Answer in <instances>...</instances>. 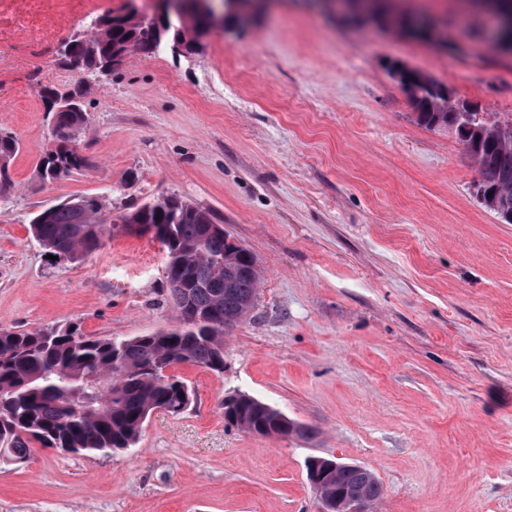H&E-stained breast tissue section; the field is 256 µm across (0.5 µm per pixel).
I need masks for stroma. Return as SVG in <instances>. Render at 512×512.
I'll return each instance as SVG.
<instances>
[{"instance_id":"stroma-1","label":"stroma","mask_w":512,"mask_h":512,"mask_svg":"<svg viewBox=\"0 0 512 512\" xmlns=\"http://www.w3.org/2000/svg\"><path fill=\"white\" fill-rule=\"evenodd\" d=\"M215 29L189 56L130 54L85 99L93 165L54 182L42 84L65 88L58 46L82 0H0V131L17 136L0 208V329L80 323L129 338L170 327L165 251L114 232L86 260L48 259L28 223L96 196L113 215L175 194L209 208L262 271L224 370L174 369L195 404L147 420L133 448L34 447L0 464V512H318L309 457L379 478L375 512H512V224L476 197L454 129H428L400 63L482 111L512 116V59L480 14L429 0L447 50L341 21L331 0ZM244 393L311 428L267 438L227 425Z\"/></svg>"}]
</instances>
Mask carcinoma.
I'll return each mask as SVG.
<instances>
[{
    "label": "carcinoma",
    "instance_id": "obj_1",
    "mask_svg": "<svg viewBox=\"0 0 512 512\" xmlns=\"http://www.w3.org/2000/svg\"><path fill=\"white\" fill-rule=\"evenodd\" d=\"M484 7L502 14L500 30L512 35V0H482ZM383 26L405 31L410 14L374 5ZM96 30L77 43L82 60L79 72L89 76L132 52L154 55L175 41L195 43L210 26L209 15L187 9L179 18L146 17L134 8L123 14L93 18ZM89 81L61 91L43 86L45 105L56 106L52 148L37 161L40 176L58 180L92 166L83 154L80 136L91 119L85 98ZM407 96L416 120L428 129L453 128L483 176L480 182L491 212L512 224V119H490L468 112L461 99L427 76L412 79ZM18 139L0 131V199L15 183L11 163ZM129 233H146L166 225L160 239L165 249V294L173 305L176 325L129 339L95 337L81 325L63 328L0 330V462L22 464L34 445L65 453H114L133 447L155 408L173 415L188 410L179 377L165 369L190 363L224 371V335L252 312L260 284L257 260L235 240L212 234L210 209L175 195L161 196L125 213ZM32 237L49 254L78 262L103 248L116 225L106 217L102 201L77 196L37 212L29 222ZM250 266L248 274L228 278V268ZM228 424L252 434L279 438L284 433L305 436L295 420L246 394L224 404ZM321 504L332 512L358 501L377 504L383 487L376 476L352 467L337 466L311 483Z\"/></svg>",
    "mask_w": 512,
    "mask_h": 512
}]
</instances>
